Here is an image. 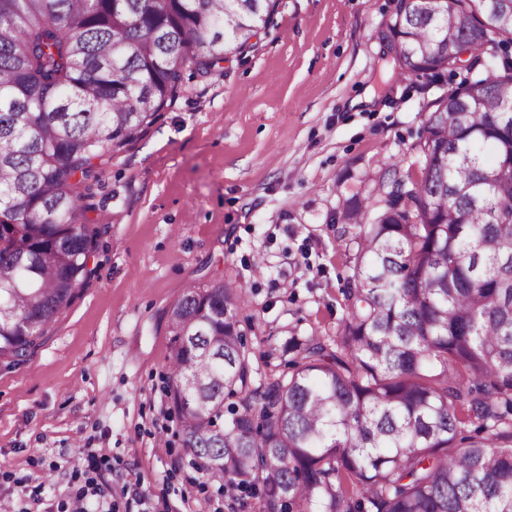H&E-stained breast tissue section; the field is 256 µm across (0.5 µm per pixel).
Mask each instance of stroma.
Wrapping results in <instances>:
<instances>
[{
  "mask_svg": "<svg viewBox=\"0 0 512 512\" xmlns=\"http://www.w3.org/2000/svg\"><path fill=\"white\" fill-rule=\"evenodd\" d=\"M392 9L279 0L251 48L185 69L159 119L98 161L95 272L24 360L0 364V500L63 512L92 479L116 512H228L176 434L168 311L191 284L241 287L263 375L282 371L286 336L335 335L359 232L343 205L383 166L420 176L418 131L448 89L387 56ZM369 85L375 103L352 107Z\"/></svg>",
  "mask_w": 512,
  "mask_h": 512,
  "instance_id": "obj_1",
  "label": "stroma"
}]
</instances>
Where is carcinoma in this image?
<instances>
[{
    "mask_svg": "<svg viewBox=\"0 0 512 512\" xmlns=\"http://www.w3.org/2000/svg\"><path fill=\"white\" fill-rule=\"evenodd\" d=\"M279 0H0V361L23 360L92 270L93 161L153 125ZM398 66L469 76L378 171L336 335L256 380L242 289L171 309L166 392L192 465L258 512H512V0H396Z\"/></svg>",
    "mask_w": 512,
    "mask_h": 512,
    "instance_id": "obj_1",
    "label": "carcinoma"
}]
</instances>
